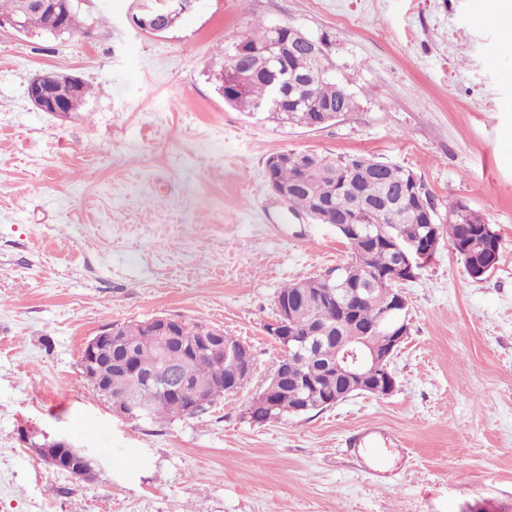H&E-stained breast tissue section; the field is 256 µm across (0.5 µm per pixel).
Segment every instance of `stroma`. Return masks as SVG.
Instances as JSON below:
<instances>
[{
    "label": "stroma",
    "instance_id": "35a3bbf8",
    "mask_svg": "<svg viewBox=\"0 0 512 512\" xmlns=\"http://www.w3.org/2000/svg\"><path fill=\"white\" fill-rule=\"evenodd\" d=\"M131 3L93 0L90 38L0 31V512H512V53L486 0H202L158 36ZM256 22L322 39L355 111L310 129L227 105L220 49ZM43 69L91 86L83 111L30 103ZM285 149L409 168L440 218L480 212L501 255L475 280L443 243L404 284L393 394L254 425L280 288L350 256L272 196ZM153 316L248 343L250 382L188 418L113 415L84 345ZM28 431L85 447L96 478L46 464Z\"/></svg>",
    "mask_w": 512,
    "mask_h": 512
}]
</instances>
